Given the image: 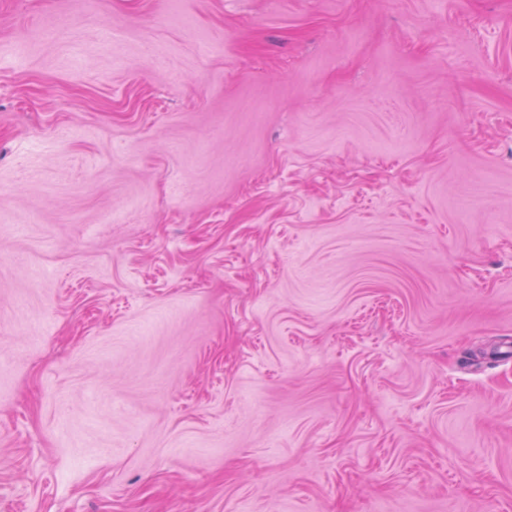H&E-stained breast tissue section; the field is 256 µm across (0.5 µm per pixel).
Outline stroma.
<instances>
[{
  "mask_svg": "<svg viewBox=\"0 0 512 512\" xmlns=\"http://www.w3.org/2000/svg\"><path fill=\"white\" fill-rule=\"evenodd\" d=\"M0 512H512V0H0Z\"/></svg>",
  "mask_w": 512,
  "mask_h": 512,
  "instance_id": "1",
  "label": "stroma"
}]
</instances>
